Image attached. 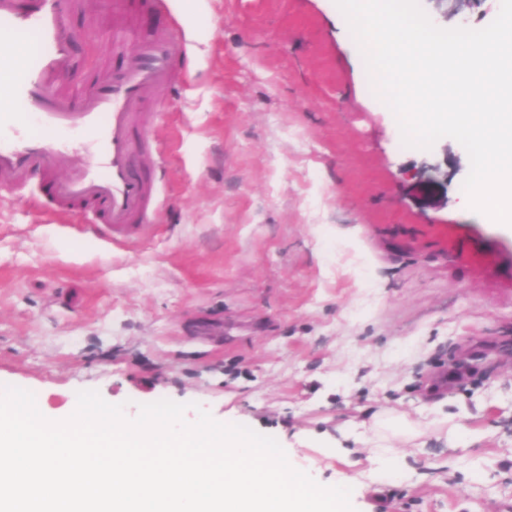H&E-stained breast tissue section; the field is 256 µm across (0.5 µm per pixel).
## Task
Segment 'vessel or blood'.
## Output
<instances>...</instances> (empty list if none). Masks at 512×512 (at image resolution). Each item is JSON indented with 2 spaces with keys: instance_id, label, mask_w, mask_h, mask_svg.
<instances>
[{
  "instance_id": "vessel-or-blood-1",
  "label": "vessel or blood",
  "mask_w": 512,
  "mask_h": 512,
  "mask_svg": "<svg viewBox=\"0 0 512 512\" xmlns=\"http://www.w3.org/2000/svg\"><path fill=\"white\" fill-rule=\"evenodd\" d=\"M114 2L112 65L77 96L66 82L77 0H0V35L31 33L38 43L27 67L0 49V188L41 178L59 216L87 210L93 232L107 241H140L154 230L144 217L157 202L156 174L164 167L163 148L145 135V107L153 92L181 81L187 49L172 28L145 39L134 27L164 0ZM72 153L81 154L80 163L57 175L55 162Z\"/></svg>"
}]
</instances>
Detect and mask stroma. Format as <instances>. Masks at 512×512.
<instances>
[{"instance_id": "1", "label": "stroma", "mask_w": 512, "mask_h": 512, "mask_svg": "<svg viewBox=\"0 0 512 512\" xmlns=\"http://www.w3.org/2000/svg\"><path fill=\"white\" fill-rule=\"evenodd\" d=\"M481 29L500 0L447 16ZM81 0L71 85L112 60ZM188 77L155 94L168 148L152 236L128 247L0 194V386L62 420L82 390L168 399L272 436L356 512H512V235L459 200L450 137L404 146L335 0H166ZM389 410L403 442L370 417ZM466 434H450L454 425Z\"/></svg>"}]
</instances>
